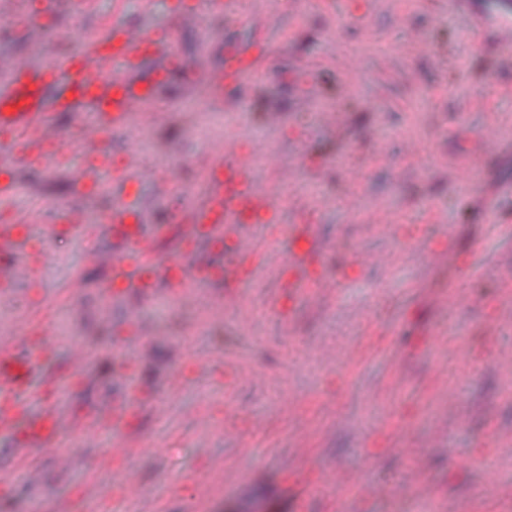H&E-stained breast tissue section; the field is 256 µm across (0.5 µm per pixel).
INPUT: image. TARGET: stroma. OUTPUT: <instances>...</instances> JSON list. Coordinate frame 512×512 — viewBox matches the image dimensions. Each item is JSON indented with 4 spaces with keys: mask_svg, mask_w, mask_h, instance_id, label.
<instances>
[{
    "mask_svg": "<svg viewBox=\"0 0 512 512\" xmlns=\"http://www.w3.org/2000/svg\"><path fill=\"white\" fill-rule=\"evenodd\" d=\"M169 4L154 0L147 14L141 0H97L91 14L39 23L52 55L73 57L98 25L155 24ZM364 11L366 28L357 21ZM270 14L264 79L234 94L228 111L201 103L205 76L221 62L223 21L199 11L179 33L194 76L170 78L162 97L170 117L150 123L146 137L180 171L181 196H165L159 181L130 168L117 191L85 200L75 191L78 154L62 168L20 172L0 206L22 212L46 201L99 213L118 197L144 223L159 224L196 200L210 135L233 134L242 153L261 142L294 170L293 190L323 243L321 262L342 276L334 298L317 305L296 295L294 319L285 321L268 306L271 273L262 267L239 288L247 323L208 282L190 284L179 301L165 293L107 300L99 288L106 271L95 261L109 246L101 232L48 238L31 229L46 262L0 295V316L53 318L58 366L75 344L95 353L80 381L61 382L55 407L70 421L96 401L132 395L148 405L91 442L65 429L57 450L71 454V466L57 469L55 450L35 451L19 463L13 491L0 492V512H52L57 497L91 489L105 512H261L271 499L285 512H462L481 494L486 471L512 500V373L493 358L495 346L512 345V324L483 329L512 309V45L454 0H275ZM352 53L360 63L350 69L344 60ZM327 111L340 114L343 132L322 122ZM489 125L500 131L491 158L478 136ZM410 137L426 145L423 156L409 155ZM461 166L475 173L466 187L453 176ZM353 167L361 206L383 205L398 223L363 228L360 209L341 195ZM362 252L396 261L362 266ZM341 339L360 352L316 360L319 346ZM461 339L470 343L464 360L455 349ZM228 363L260 375L230 385ZM451 386L459 394L453 411ZM281 388L295 400L293 415L279 413ZM339 410L347 414L342 425ZM256 419L265 428L253 429ZM118 438L133 441L124 465L143 492L135 509L99 471L103 449ZM220 465L237 470L239 482L197 498L192 477ZM296 468L314 484L298 502L287 486ZM335 469L375 485L415 472L431 494L397 506L378 495L357 499L325 488Z\"/></svg>",
    "mask_w": 512,
    "mask_h": 512,
    "instance_id": "1",
    "label": "stroma"
}]
</instances>
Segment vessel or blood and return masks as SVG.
Listing matches in <instances>:
<instances>
[{
	"label": "vessel or blood",
	"instance_id": "vessel-or-blood-1",
	"mask_svg": "<svg viewBox=\"0 0 512 512\" xmlns=\"http://www.w3.org/2000/svg\"><path fill=\"white\" fill-rule=\"evenodd\" d=\"M95 0H0V13L20 25L28 41L44 42L31 12L56 15L63 6L86 13ZM209 16L223 19L225 26H249V41L230 40L223 47L224 62L209 71L205 85L207 99L221 106L230 88L258 71V47L270 23V15L259 0H206ZM193 13L191 0H173L163 23L147 27L125 26L84 42L78 60L35 65L29 54L17 53L0 60V160L7 165L22 162L38 170L48 165H66L74 146L85 151V166L78 184L99 183L102 173L111 171L112 157L100 143L109 131L120 129L138 136L147 120L158 115L159 92L175 73L192 78L193 72L181 56L177 34ZM78 118L67 137L55 130L56 114ZM212 163L199 200L176 214L172 224H144L138 211L114 200L102 217L100 229L111 242L101 251L99 264L107 276L100 285L104 297L124 292L143 299L160 292L182 297L188 281H210L223 285L225 309L240 308L238 288L255 269L269 260L265 248L248 243L249 230L258 224H276L283 209L293 206L286 191L262 187L255 177L254 162L244 157L236 137L211 145ZM295 224L288 232L292 247L276 269L270 305L283 319L292 313L283 309L284 298L306 290L311 302L334 296L337 276L318 272L322 245L310 224L306 207H298ZM46 209L37 205L23 215L0 220V257L20 263L42 260L33 250L27 228L56 231L45 224ZM181 229V242L190 249L213 250L204 262L187 263L185 255H166L160 242L171 226ZM11 332L30 337L25 353L14 343L0 339V435L10 436L12 450L24 458L33 449L56 444L62 430L53 398L59 386L54 370L56 346L53 328L42 319L15 317ZM134 399L112 401L103 413H91L79 429V439L94 435L105 425L125 424L140 413Z\"/></svg>",
	"mask_w": 512,
	"mask_h": 512
}]
</instances>
